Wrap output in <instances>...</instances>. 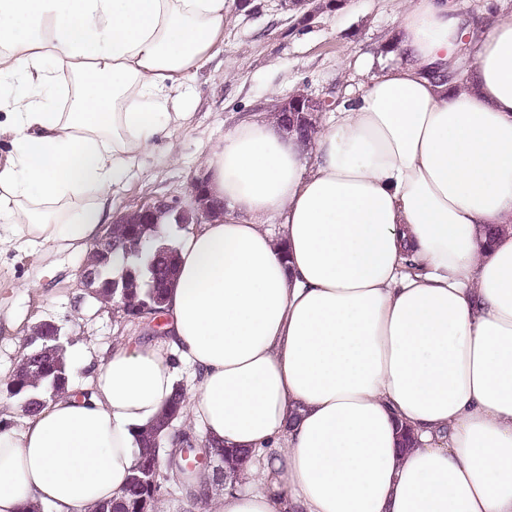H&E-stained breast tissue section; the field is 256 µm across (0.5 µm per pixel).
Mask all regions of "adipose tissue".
<instances>
[{"mask_svg":"<svg viewBox=\"0 0 512 512\" xmlns=\"http://www.w3.org/2000/svg\"><path fill=\"white\" fill-rule=\"evenodd\" d=\"M233 3L0 0L1 243L101 235ZM472 31L462 86L442 81ZM63 72L60 112L42 93ZM204 167L224 214L174 245L165 336L78 360L86 394L0 431V512L119 497L182 363L204 441L257 458L208 512H512V10L478 27L406 0L389 61L312 143L264 117Z\"/></svg>","mask_w":512,"mask_h":512,"instance_id":"1","label":"adipose tissue"}]
</instances>
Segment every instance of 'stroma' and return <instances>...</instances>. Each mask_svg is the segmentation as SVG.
<instances>
[{
	"label": "stroma",
	"mask_w": 512,
	"mask_h": 512,
	"mask_svg": "<svg viewBox=\"0 0 512 512\" xmlns=\"http://www.w3.org/2000/svg\"><path fill=\"white\" fill-rule=\"evenodd\" d=\"M323 2L307 0L298 12L281 0H249L232 10L223 45L171 95L169 109L188 115L183 127L158 138L137 175L111 195L113 215L157 197L188 198L225 133L274 100L299 90L342 100L363 90L371 77L364 63L390 50L404 0H341L333 9ZM86 256L45 246L20 254L0 244V304L15 314L12 323L0 321V373L9 374L24 337L43 320L61 327L71 355L97 354L135 334L119 313L87 297L79 277ZM33 280L38 291L23 289Z\"/></svg>",
	"instance_id": "stroma-1"
}]
</instances>
